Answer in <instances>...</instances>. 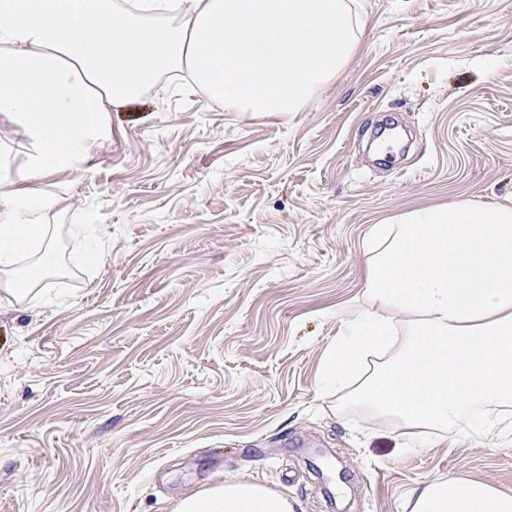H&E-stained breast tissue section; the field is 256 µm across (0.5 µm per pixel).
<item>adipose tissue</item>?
Listing matches in <instances>:
<instances>
[{
	"label": "adipose tissue",
	"mask_w": 512,
	"mask_h": 512,
	"mask_svg": "<svg viewBox=\"0 0 512 512\" xmlns=\"http://www.w3.org/2000/svg\"><path fill=\"white\" fill-rule=\"evenodd\" d=\"M346 0H0V116L25 137V177L83 164L111 112L185 70L229 112H299L356 50ZM364 306L346 312L326 379L406 433L464 425L512 436V204L458 201L373 225ZM61 267L60 228L0 195V296ZM173 512H295L251 481L212 483ZM410 512H512V493L439 478Z\"/></svg>",
	"instance_id": "1"
}]
</instances>
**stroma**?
<instances>
[{"mask_svg": "<svg viewBox=\"0 0 512 512\" xmlns=\"http://www.w3.org/2000/svg\"><path fill=\"white\" fill-rule=\"evenodd\" d=\"M358 47L300 112H228L188 74L111 113L47 200L61 272L0 301V512H172L221 479L295 512H409L439 477L512 492V445L402 436L322 382L370 227L512 198V0H347Z\"/></svg>", "mask_w": 512, "mask_h": 512, "instance_id": "stroma-1", "label": "stroma"}]
</instances>
